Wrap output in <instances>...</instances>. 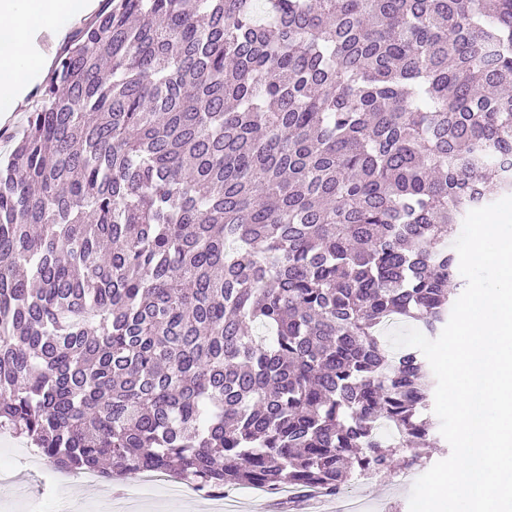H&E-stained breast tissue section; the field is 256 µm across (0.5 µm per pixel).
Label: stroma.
Listing matches in <instances>:
<instances>
[{
    "instance_id": "obj_1",
    "label": "stroma",
    "mask_w": 512,
    "mask_h": 512,
    "mask_svg": "<svg viewBox=\"0 0 512 512\" xmlns=\"http://www.w3.org/2000/svg\"><path fill=\"white\" fill-rule=\"evenodd\" d=\"M451 453L447 442L425 449L417 464L399 467L388 473L355 477L343 491V499L358 501L363 512H409V496L414 482L435 463ZM0 469L8 483H0V512H105L115 500L135 512H206L203 496L173 497L166 486L152 489L140 497L142 474H129L113 483H89L81 474L65 473L60 484H53L49 464L24 440L5 435L0 440Z\"/></svg>"
}]
</instances>
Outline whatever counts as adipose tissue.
<instances>
[{
  "label": "adipose tissue",
  "instance_id": "adipose-tissue-1",
  "mask_svg": "<svg viewBox=\"0 0 512 512\" xmlns=\"http://www.w3.org/2000/svg\"><path fill=\"white\" fill-rule=\"evenodd\" d=\"M94 0H0V118L10 119L20 107L19 91L30 66L46 67V60H31L24 52L29 23H51L71 10L86 13Z\"/></svg>",
  "mask_w": 512,
  "mask_h": 512
}]
</instances>
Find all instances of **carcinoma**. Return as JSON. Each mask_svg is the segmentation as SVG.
Returning <instances> with one entry per match:
<instances>
[{
  "label": "carcinoma",
  "instance_id": "obj_1",
  "mask_svg": "<svg viewBox=\"0 0 512 512\" xmlns=\"http://www.w3.org/2000/svg\"><path fill=\"white\" fill-rule=\"evenodd\" d=\"M0 163V429L338 495L439 441L416 348L512 195V0H104Z\"/></svg>",
  "mask_w": 512,
  "mask_h": 512
}]
</instances>
